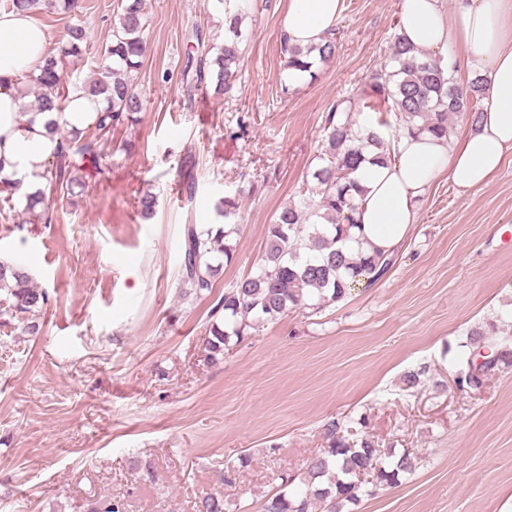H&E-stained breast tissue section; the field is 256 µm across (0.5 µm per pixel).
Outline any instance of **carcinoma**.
<instances>
[{
    "label": "carcinoma",
    "mask_w": 512,
    "mask_h": 512,
    "mask_svg": "<svg viewBox=\"0 0 512 512\" xmlns=\"http://www.w3.org/2000/svg\"><path fill=\"white\" fill-rule=\"evenodd\" d=\"M145 0H118L114 12L112 40L101 54V77L79 90L97 105L93 120L82 130L69 126L64 118L66 96L62 76L74 59L81 57V44L87 40L81 26H70L61 45L51 49L40 74L27 76V88L21 98L19 116L32 112H56L53 133L59 142L47 167L53 190L69 196L77 177L73 175L74 160L102 159L99 138L124 125L138 121L142 110L140 89L134 73L141 65L148 40ZM5 11H27L33 15L55 10L69 11L75 0H0ZM228 36L224 45L212 52L202 41L200 31L191 38L196 44L187 54L183 74L188 97L215 83V90L231 93L238 77L242 55V31L239 18L224 17ZM285 67L315 78V61L331 59L336 51L331 37L324 43L302 49L283 45ZM389 57L395 63L369 76L374 95L391 103L398 127L412 133L428 132L448 136L450 115L467 113L476 119L482 112L486 94L485 80L474 77L468 89L460 87L454 75H444L442 58L415 49L401 37L394 38ZM350 107L339 100L325 115V140L318 159L321 164L304 183L302 200L283 208L268 227L267 248L258 271L249 274L224 290L212 306L204 324L205 349L210 363L224 359V350L231 338L241 341L259 331L267 323L281 320L291 311L308 310L322 313L331 304L343 299L362 280L372 284L392 266L396 253L378 250L367 254L360 249L355 235L360 225L354 220V193L359 185L352 178L364 162L385 164L392 161L391 140L382 135L385 122L358 124L349 118ZM24 213L36 215L41 210L44 223H51L49 204L44 191L21 193ZM157 197L147 190L137 198L135 208L143 217L155 212ZM237 203L231 197L218 199L216 214L221 224L202 226L186 224L181 242V282L179 297L190 301L211 295L224 261L232 259L234 250L226 243L238 225L227 220L236 215ZM0 293L6 295L0 318L25 321L24 330L38 334L39 318L48 309L50 292L33 282L21 264L0 261ZM496 321L468 333L472 345H484L490 354L480 366H471L463 382L470 389L480 388L492 375L512 366V342L485 337L496 335ZM325 433L330 446L306 461L298 473L281 474L278 490L262 505V512H344L349 504L360 500L363 486H392L399 477L414 472L417 457L408 449L401 454L384 451L368 439L349 442L340 435V426L331 421ZM305 491L289 490L294 483ZM228 504L221 494L208 495L195 503V512H226ZM86 512H125L124 503L114 497L97 496L89 501Z\"/></svg>",
    "instance_id": "carcinoma-1"
}]
</instances>
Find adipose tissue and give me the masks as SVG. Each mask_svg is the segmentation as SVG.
Instances as JSON below:
<instances>
[{
  "label": "adipose tissue",
  "instance_id": "1",
  "mask_svg": "<svg viewBox=\"0 0 512 512\" xmlns=\"http://www.w3.org/2000/svg\"><path fill=\"white\" fill-rule=\"evenodd\" d=\"M342 0H288L281 16L284 40L316 46L334 32ZM399 34L415 47L440 54L449 39L468 50L485 77L487 95L479 121L456 139L399 132L388 165L363 164L355 173L356 223L370 250L392 251L418 221L417 202L432 182L447 175L457 188L488 185L512 153V0H457L446 16L440 0H402ZM50 47L46 29L26 12L0 13V173L35 190L57 138L47 128L53 115L20 118V78L39 73Z\"/></svg>",
  "mask_w": 512,
  "mask_h": 512
}]
</instances>
